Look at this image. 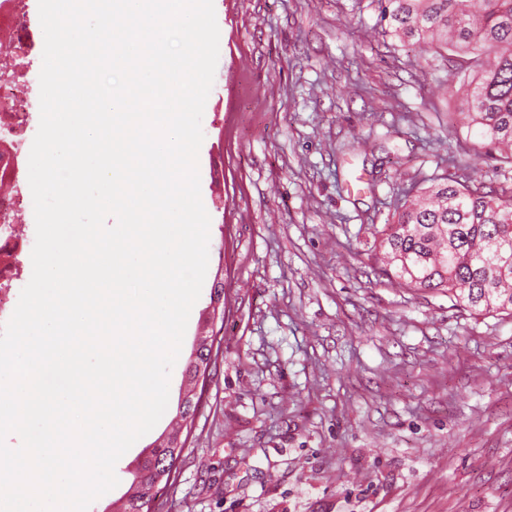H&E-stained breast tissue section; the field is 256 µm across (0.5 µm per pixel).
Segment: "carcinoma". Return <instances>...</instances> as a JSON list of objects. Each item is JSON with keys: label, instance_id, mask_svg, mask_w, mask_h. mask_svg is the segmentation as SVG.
Returning <instances> with one entry per match:
<instances>
[{"label": "carcinoma", "instance_id": "obj_1", "mask_svg": "<svg viewBox=\"0 0 512 512\" xmlns=\"http://www.w3.org/2000/svg\"><path fill=\"white\" fill-rule=\"evenodd\" d=\"M382 18L403 42L448 54V76L464 95L456 128L495 161L512 165V0H380ZM386 275L418 293L445 294L476 315L512 318V195L476 178L452 176L407 192L395 219L374 230ZM216 334L199 338L185 371L180 418L195 410L199 372L211 363ZM183 450L175 436L154 444L126 492L123 512H145L158 489L157 467Z\"/></svg>", "mask_w": 512, "mask_h": 512}]
</instances>
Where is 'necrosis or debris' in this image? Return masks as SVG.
Returning a JSON list of instances; mask_svg holds the SVG:
<instances>
[{
    "label": "necrosis or debris",
    "mask_w": 512,
    "mask_h": 512,
    "mask_svg": "<svg viewBox=\"0 0 512 512\" xmlns=\"http://www.w3.org/2000/svg\"><path fill=\"white\" fill-rule=\"evenodd\" d=\"M34 35L27 0H0V324L15 309L29 243L20 226L28 209V151L36 128Z\"/></svg>",
    "instance_id": "1"
}]
</instances>
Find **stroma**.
<instances>
[{
  "instance_id": "35a3bbf8",
  "label": "stroma",
  "mask_w": 512,
  "mask_h": 512,
  "mask_svg": "<svg viewBox=\"0 0 512 512\" xmlns=\"http://www.w3.org/2000/svg\"><path fill=\"white\" fill-rule=\"evenodd\" d=\"M213 3L208 269L168 407L90 512L170 431L219 279L220 348L152 512H512V319L371 256L410 188L480 174L511 192L512 167L449 135L447 61L391 36L378 0Z\"/></svg>"
}]
</instances>
